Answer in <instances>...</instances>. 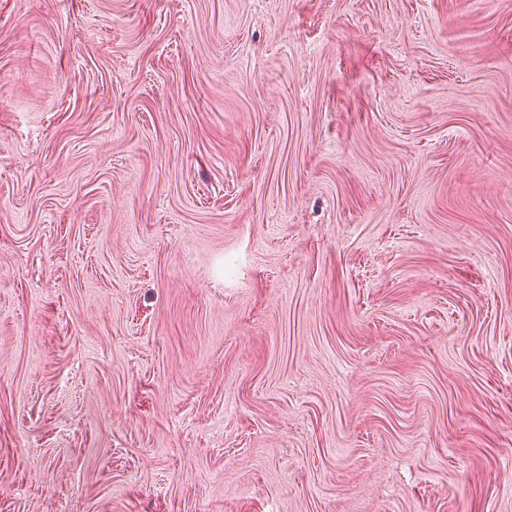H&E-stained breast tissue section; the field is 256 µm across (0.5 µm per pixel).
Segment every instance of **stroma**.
<instances>
[{
	"label": "stroma",
	"instance_id": "1",
	"mask_svg": "<svg viewBox=\"0 0 512 512\" xmlns=\"http://www.w3.org/2000/svg\"><path fill=\"white\" fill-rule=\"evenodd\" d=\"M0 512H512V0H0Z\"/></svg>",
	"mask_w": 512,
	"mask_h": 512
}]
</instances>
